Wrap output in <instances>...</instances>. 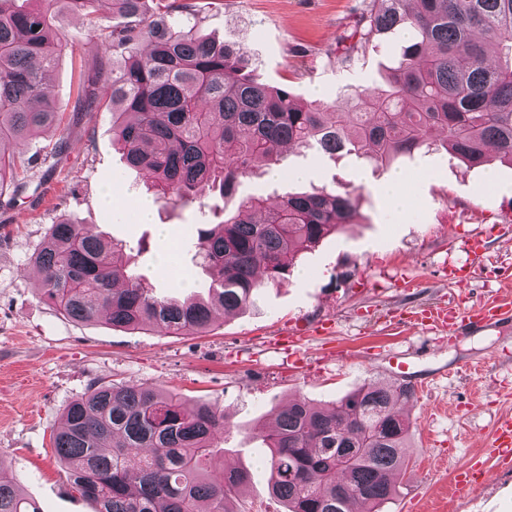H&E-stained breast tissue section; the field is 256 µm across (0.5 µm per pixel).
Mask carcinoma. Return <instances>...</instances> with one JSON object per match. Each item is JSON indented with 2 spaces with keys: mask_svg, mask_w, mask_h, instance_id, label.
I'll return each mask as SVG.
<instances>
[{
  "mask_svg": "<svg viewBox=\"0 0 512 512\" xmlns=\"http://www.w3.org/2000/svg\"><path fill=\"white\" fill-rule=\"evenodd\" d=\"M103 1L124 25L97 30L112 43V66L81 81L78 100L112 111L128 165L151 172L176 206L194 203L203 182L229 201L241 178L277 166L287 145L389 163L439 131L444 148L471 166L489 147L512 164V0H369L339 62L392 31L416 38L386 87L352 92L346 109L304 105L286 86L254 81L242 49L196 36L187 0H33L24 10L0 0V197L33 179L32 161L14 145L63 123L45 76L64 51L59 17ZM354 213L353 192L325 189L275 203L253 196L224 210L198 239L205 297L154 295L122 246L73 222L52 225L31 264L40 298L74 321L104 311L115 328L198 335L280 285L301 252ZM412 396L407 386L368 383L331 406L295 398L278 408L262 433L271 495L287 512H379L408 467L410 422L395 409ZM227 427L211 403L188 408L159 388L103 383L67 406L53 448L98 512H234L253 473L213 476L214 436ZM0 512H40L1 464Z\"/></svg>",
  "mask_w": 512,
  "mask_h": 512,
  "instance_id": "carcinoma-1",
  "label": "carcinoma"
}]
</instances>
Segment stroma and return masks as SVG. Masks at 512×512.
I'll return each instance as SVG.
<instances>
[{
    "instance_id": "35a3bbf8",
    "label": "stroma",
    "mask_w": 512,
    "mask_h": 512,
    "mask_svg": "<svg viewBox=\"0 0 512 512\" xmlns=\"http://www.w3.org/2000/svg\"><path fill=\"white\" fill-rule=\"evenodd\" d=\"M200 35L244 50L252 76L270 86L287 85L300 102L348 103L357 88L380 87L409 37L397 33L366 45L339 63L365 0H194ZM107 5L93 15L71 14L60 24L67 47L51 73L65 133L48 130L19 142L29 157L65 138L55 169L33 178L12 203L0 205V464L40 512H97L95 502L68 481L52 448L67 404L96 382L146 384L224 410L230 431L217 436L224 453L214 462L253 470L252 482L233 502L237 512H285L269 491L259 466L268 453L254 433L271 421L275 406L293 397L328 405L367 383L391 384L385 355L422 347L411 360L409 384L427 380L402 411L411 421L407 472L381 512H512V471L482 468V493L458 492L453 472L483 460L495 419L512 413V378L501 355L512 357V332L473 331L455 341L438 340L402 322L407 312L448 303L469 309L491 289H512V165L491 159L463 164L433 135L429 148L380 164L354 156L288 150L279 174L254 168L236 188L235 200L276 198L326 187L360 189L352 224L303 252L288 281L261 292L240 315L218 317L202 335H169L149 328L122 330L106 318L82 323L40 299L30 258L52 224L69 219L109 241L122 242L134 271L160 295L182 299L204 293L209 278L196 247L201 225L214 219L220 197L198 187L205 209L176 208L154 187L149 172L127 165L112 142V114L84 108L81 80L110 64L112 50L98 29L119 24ZM305 177L291 179L293 171ZM403 173L408 205L394 215L379 192L393 173ZM495 186H487V174ZM115 201L107 206L101 193ZM150 201L151 223L137 215ZM485 240L484 258L467 284L448 281L449 267L463 266L464 246ZM174 254L191 288L160 271L161 255ZM302 342L289 347L286 333ZM444 366L447 377L431 379Z\"/></svg>"
}]
</instances>
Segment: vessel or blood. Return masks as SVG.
Listing matches in <instances>:
<instances>
[{
	"mask_svg": "<svg viewBox=\"0 0 512 512\" xmlns=\"http://www.w3.org/2000/svg\"><path fill=\"white\" fill-rule=\"evenodd\" d=\"M468 250L471 256L469 266L452 268L448 271V278L455 283L467 281L479 265L484 254V243L479 237H472L468 241ZM410 319L414 325L430 332L447 331L449 337L456 338L470 331L497 327L506 329L512 327V302L495 300L483 304L475 310H464L459 306H444L411 313ZM487 457L496 465L507 467L512 465V415L506 414L498 417L494 422V429L487 445Z\"/></svg>",
	"mask_w": 512,
	"mask_h": 512,
	"instance_id": "b4317fda",
	"label": "vessel or blood"
}]
</instances>
